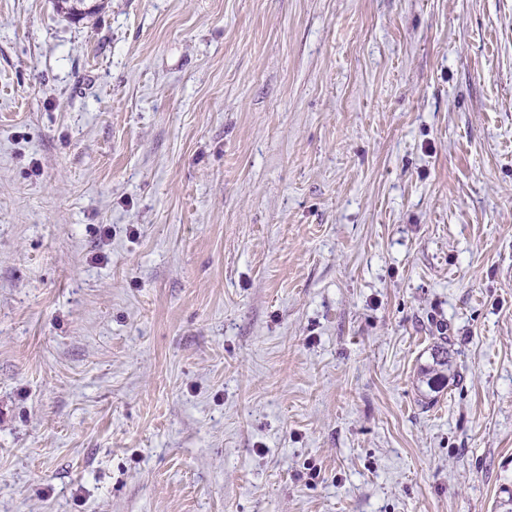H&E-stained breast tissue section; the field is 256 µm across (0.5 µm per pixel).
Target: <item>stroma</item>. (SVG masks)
I'll return each mask as SVG.
<instances>
[{
  "instance_id": "1",
  "label": "stroma",
  "mask_w": 512,
  "mask_h": 512,
  "mask_svg": "<svg viewBox=\"0 0 512 512\" xmlns=\"http://www.w3.org/2000/svg\"><path fill=\"white\" fill-rule=\"evenodd\" d=\"M92 2L0 0V512H498L512 0ZM434 347L430 354L431 363L427 370H425V380H422L429 391L432 392L439 389L446 381L448 382V375L444 372L448 370V347L445 346V344L436 345Z\"/></svg>"
}]
</instances>
